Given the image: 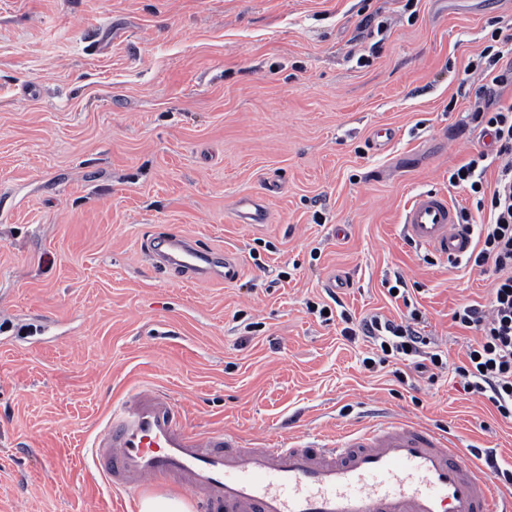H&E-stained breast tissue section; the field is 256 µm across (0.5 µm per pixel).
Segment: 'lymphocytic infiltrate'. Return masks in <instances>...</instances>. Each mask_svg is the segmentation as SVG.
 Listing matches in <instances>:
<instances>
[{
  "instance_id": "obj_1",
  "label": "lymphocytic infiltrate",
  "mask_w": 512,
  "mask_h": 512,
  "mask_svg": "<svg viewBox=\"0 0 512 512\" xmlns=\"http://www.w3.org/2000/svg\"><path fill=\"white\" fill-rule=\"evenodd\" d=\"M476 117L496 145L499 165L494 187H482L488 158L482 151L456 168L449 182L471 193L480 215L478 223L465 226L477 237L467 262L479 268L492 266L495 279L486 304L463 305L453 313L459 327L478 333L454 373L464 392L485 398L501 418L512 421V103L482 107ZM420 319L415 311L400 322L375 315L357 327H344L341 334L388 346L390 355L416 372L442 368L440 354L429 351V338L415 327Z\"/></svg>"
}]
</instances>
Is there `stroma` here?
<instances>
[{
	"instance_id": "35a3bbf8",
	"label": "stroma",
	"mask_w": 512,
	"mask_h": 512,
	"mask_svg": "<svg viewBox=\"0 0 512 512\" xmlns=\"http://www.w3.org/2000/svg\"><path fill=\"white\" fill-rule=\"evenodd\" d=\"M495 30L512 0H0V512H122L86 450L142 385L249 448L400 420L512 471V422L452 373L475 337L452 313L495 275L403 223L427 191L472 206L448 181L483 148L460 80ZM245 194L266 223L237 221ZM174 234L238 275L153 266ZM414 307L446 369H364L343 316Z\"/></svg>"
}]
</instances>
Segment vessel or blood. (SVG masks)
<instances>
[{"label": "vessel or blood", "mask_w": 512, "mask_h": 512, "mask_svg": "<svg viewBox=\"0 0 512 512\" xmlns=\"http://www.w3.org/2000/svg\"><path fill=\"white\" fill-rule=\"evenodd\" d=\"M239 219L261 224L254 197L236 200ZM407 237L458 259L472 245L457 210L439 193L415 197L404 214ZM158 266L198 281L232 279L236 265L184 236L150 241ZM89 454L108 487L138 497L178 478L201 512H512V492L478 470L463 448L413 422L362 424L335 440L262 443L246 448L228 428L197 432L175 400L143 386L114 404Z\"/></svg>", "instance_id": "obj_1"}]
</instances>
